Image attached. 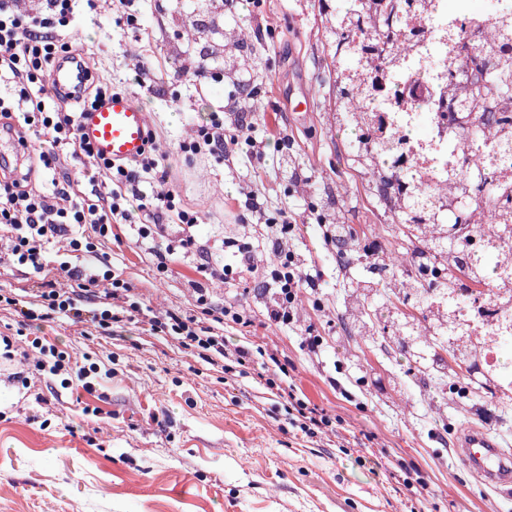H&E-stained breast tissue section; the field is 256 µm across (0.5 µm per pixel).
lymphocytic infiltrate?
Returning a JSON list of instances; mask_svg holds the SVG:
<instances>
[{
	"label": "lymphocytic infiltrate",
	"mask_w": 512,
	"mask_h": 512,
	"mask_svg": "<svg viewBox=\"0 0 512 512\" xmlns=\"http://www.w3.org/2000/svg\"><path fill=\"white\" fill-rule=\"evenodd\" d=\"M45 2V9L18 14L0 0V79L13 89L12 94L0 96V128L17 133L23 147L28 144L26 130L36 128L41 139L38 160L45 169H52L60 152L68 150L79 159L84 179L93 182L103 176L111 188L90 200L64 187L47 194L7 177L0 179V251L43 276L34 300L10 297L6 303L28 320L42 310L49 316L87 318L106 331L118 320L112 302L127 292V283L115 278L111 270L92 264L74 266L66 260L50 264L43 251L45 242L59 237L65 240L67 252L87 253L93 238L109 236L113 225H138L141 238L154 239L165 236L167 221L175 219L185 226L182 236L154 253L156 268L163 273L168 269V255L194 246L191 229L198 216L176 205L173 194L145 190L157 166L152 152L131 163H111L78 141L77 113L68 108L66 96L48 95L45 88L55 60L72 49L67 34L72 0ZM75 224L88 226L89 234L71 235ZM62 276L67 279L63 285L58 282ZM268 277L275 285L267 305L268 319L275 324L290 322L301 288L314 287L315 282L302 273L293 253L285 250L278 252ZM88 300L95 305L89 314L82 307ZM150 327L177 339L183 348L207 354L210 360L226 355L223 337L201 327L197 318L173 314L165 322L152 320Z\"/></svg>",
	"instance_id": "lymphocytic-infiltrate-1"
}]
</instances>
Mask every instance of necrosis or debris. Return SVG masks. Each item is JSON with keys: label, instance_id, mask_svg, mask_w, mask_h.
Returning <instances> with one entry per match:
<instances>
[{"label": "necrosis or debris", "instance_id": "necrosis-or-debris-1", "mask_svg": "<svg viewBox=\"0 0 512 512\" xmlns=\"http://www.w3.org/2000/svg\"><path fill=\"white\" fill-rule=\"evenodd\" d=\"M498 14V0H484L478 11L444 4L426 15L406 16L401 28L412 38L393 53L391 61L380 63L379 106L362 115L360 122L366 147L388 137L400 141L384 165L394 203L407 206L422 190H429L433 207L428 229L448 239L452 250L467 259L495 258L500 277L492 284L474 271L458 275L453 287L445 288L447 264L427 255L414 257L400 281L407 288L426 287L434 306L448 311L449 339L466 341L465 353L480 374L507 388L512 386V367L503 363L501 349L512 340V224L489 227L478 218L501 199V187L512 186V166L500 165L499 136L488 135L477 164L496 171L500 189L474 191L460 170L469 156L467 143L480 123L449 111L439 92L451 40L481 28L485 19ZM411 170L421 172L423 182L405 181V173Z\"/></svg>", "mask_w": 512, "mask_h": 512}]
</instances>
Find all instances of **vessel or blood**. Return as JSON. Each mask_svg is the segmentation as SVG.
I'll list each match as a JSON object with an SVG mask.
<instances>
[{
    "label": "vessel or blood",
    "instance_id": "vessel-or-blood-1",
    "mask_svg": "<svg viewBox=\"0 0 512 512\" xmlns=\"http://www.w3.org/2000/svg\"><path fill=\"white\" fill-rule=\"evenodd\" d=\"M88 76L86 65L79 55L74 54L54 66L50 84L78 101L83 97ZM78 138L90 144L103 159L115 162L134 160L148 144V114L130 96H109L95 106L82 108ZM457 458L484 484L496 489L512 486V457L503 454L483 431L472 428L460 434Z\"/></svg>",
    "mask_w": 512,
    "mask_h": 512
}]
</instances>
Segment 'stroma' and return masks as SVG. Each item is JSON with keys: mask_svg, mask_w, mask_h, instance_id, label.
I'll list each match as a JSON object with an SVG mask.
<instances>
[{"mask_svg": "<svg viewBox=\"0 0 512 512\" xmlns=\"http://www.w3.org/2000/svg\"><path fill=\"white\" fill-rule=\"evenodd\" d=\"M325 26L318 0H100L94 12L75 0L72 49L89 58L93 84L147 109L154 185L197 213L205 260L234 268L246 249L266 270L276 243L261 228L284 212L304 227L287 247L319 285L300 293L291 323L276 325L256 279L211 280L197 251L158 272L137 225L116 224L96 239V262L128 283L139 310L118 309L111 331L59 315L24 322L0 303V333L13 342L12 358L0 357V512H512V497L475 479L454 450L468 427L512 450V402L479 394L460 405L436 383L413 384L408 355L353 332L355 290L367 284L365 308L395 335L384 273L393 257L374 249L339 267L323 227L395 243L402 225L353 167L354 132L329 109L338 90ZM306 96L309 112L294 111ZM214 115L228 137L223 156L187 157ZM27 150L0 135V159L33 188L80 181L71 153L46 170ZM251 192L260 211L244 206ZM201 287L250 319L200 315L203 326L228 348L275 357L285 385L332 418L331 432L307 437L289 425L288 401L267 390L260 365H212L151 333L149 318L199 315ZM310 336L322 338L319 351ZM36 337L69 362L99 366L91 391L62 388L23 360Z\"/></svg>", "mask_w": 512, "mask_h": 512, "instance_id": "1", "label": "stroma"}]
</instances>
